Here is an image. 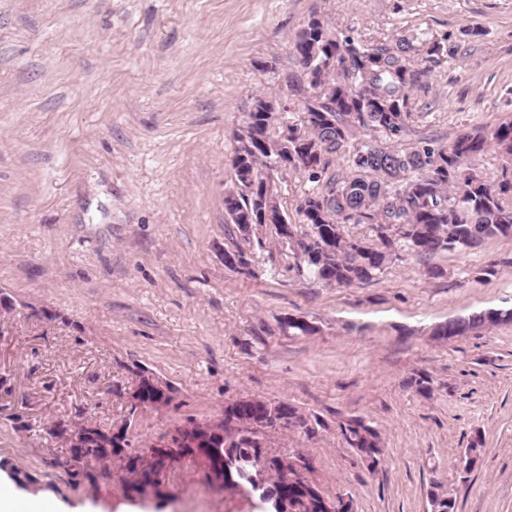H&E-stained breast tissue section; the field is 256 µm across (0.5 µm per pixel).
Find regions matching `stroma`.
I'll return each mask as SVG.
<instances>
[{"label": "stroma", "mask_w": 512, "mask_h": 512, "mask_svg": "<svg viewBox=\"0 0 512 512\" xmlns=\"http://www.w3.org/2000/svg\"><path fill=\"white\" fill-rule=\"evenodd\" d=\"M314 14L369 42L456 46L411 92L416 131L450 142L512 116V0H0V475L28 474L9 491L43 495L40 512H255L190 457L143 495L120 459L89 480L51 464L79 421L128 425L144 447L242 397L319 419L315 437L280 428L272 446L305 454L354 512H428L435 482L456 512H512V324L435 334L512 306V239L330 288L265 224L251 273L224 265L234 135L257 96L283 92ZM143 370L175 393L134 413ZM422 372L428 396L408 386ZM353 417L381 436L376 473L342 439Z\"/></svg>", "instance_id": "35a3bbf8"}]
</instances>
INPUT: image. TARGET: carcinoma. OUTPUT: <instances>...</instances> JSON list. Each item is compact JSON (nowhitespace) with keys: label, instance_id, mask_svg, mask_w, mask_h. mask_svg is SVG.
Returning a JSON list of instances; mask_svg holds the SVG:
<instances>
[{"label":"carcinoma","instance_id":"cac0c4a2","mask_svg":"<svg viewBox=\"0 0 512 512\" xmlns=\"http://www.w3.org/2000/svg\"><path fill=\"white\" fill-rule=\"evenodd\" d=\"M413 50L406 38L375 44L344 35L323 16L298 31L284 79L299 122H288L283 136L281 121L264 112L271 99L264 95L255 99L235 134L239 144L245 138L259 143L255 152L236 147L231 166L237 182L271 188L266 219L245 195L231 199L235 187L226 191V223L234 225L235 237L249 244L255 225H273L297 269L334 288L373 280L403 253L427 258L470 250L491 238H512V120L462 132L449 144L414 134L410 92L423 86L426 70L407 59ZM426 54L437 62L455 50L433 41ZM323 78L329 83L326 93H307ZM360 133L369 139L351 144ZM491 143L501 160L494 178L477 167ZM280 158L312 183L296 207L295 223L272 190ZM334 160L338 169L329 176ZM349 224L366 226L370 239L349 235ZM286 225L291 232H285ZM282 418L309 438L316 434L310 419L286 401L258 409L239 399L224 407V418L210 427L211 447L225 458L220 488L243 491L240 474L250 472L262 482L250 494L258 512H352L343 495L325 493L293 471L290 458L271 452L268 432L281 427ZM340 430L350 448L373 458L368 471L377 472L384 457L379 433L361 418L347 420ZM198 431L195 421L176 428L171 434L176 455L147 462L132 451L127 427L113 431L86 421L76 427L85 446L70 448L71 462L120 458L148 485L170 463L194 455ZM428 501L430 512H448L442 484L433 483Z\"/></svg>","mask_w":512,"mask_h":512}]
</instances>
